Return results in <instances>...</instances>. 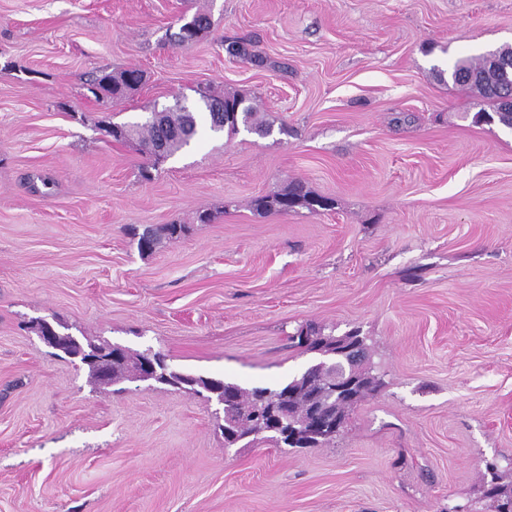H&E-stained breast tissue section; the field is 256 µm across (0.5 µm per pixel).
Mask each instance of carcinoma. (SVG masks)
I'll use <instances>...</instances> for the list:
<instances>
[{"label":"carcinoma","instance_id":"obj_1","mask_svg":"<svg viewBox=\"0 0 512 512\" xmlns=\"http://www.w3.org/2000/svg\"><path fill=\"white\" fill-rule=\"evenodd\" d=\"M190 22L194 29L188 33L179 28L175 35L178 45L195 42L206 36L213 27L211 15L205 13L194 14ZM512 60V47H503L493 51L492 56L484 55L479 61L471 59H458L448 68V71H439V75H448L452 82L463 88L475 90L479 96L488 103V108L478 110L475 121L499 124L509 127L512 125V112L502 108L500 98L505 94H512V77L507 78L499 69L494 67L493 59ZM131 76L142 79V73L137 68L123 69L117 73L102 71L91 81L92 93L101 92L112 98L120 97L127 90L124 77ZM198 95L203 104L218 102L224 105L222 124L214 120V113H208L209 129L213 132L224 131L232 136L239 132V127L255 131L259 134L271 132L272 124L259 115L256 110L245 104V98L237 93L215 94L209 88H199ZM119 137H136L141 140L152 163L140 167V176L145 181L153 179V171L158 169L159 160L166 159L181 149L190 146L199 135V124L195 112H153L141 124L134 123L119 126ZM253 209L260 213L288 212L298 206L307 208L312 212L329 210L332 201L328 198L314 195L305 190L300 183H291L288 188L258 196L252 201ZM186 230L183 224H162L148 227L141 233L132 232L137 238V248L143 253H151L163 240L179 238ZM36 329L41 337H49L50 347L62 352L64 355L77 358L87 366L91 381L95 383L107 380L112 382L122 379L129 374L141 371L142 354L132 352L122 346L108 342L96 343L92 340L81 341L69 333H62L51 323L41 320L37 322ZM297 346L309 353H313L326 345L324 335L308 329L306 333L295 336ZM112 357L111 376L102 378L92 359L97 356ZM157 372L161 376L160 384L176 390L192 392L195 394L207 393L208 399H217L224 402V424L220 425L223 436L233 435L238 441L251 439V441H267L276 448H314L331 441L327 436H320L308 430L299 428L295 436L270 435L260 432L254 417L258 414L268 415L278 409L282 398H287L288 412L300 419L304 416L307 406L312 401L324 397V388L315 381V373L305 371L293 378L284 386L254 387L244 389L237 384L226 382L219 378L193 376L175 370L161 358L157 364ZM366 385L355 398L343 399L336 405V414L346 419L348 409L358 403L368 394L379 387L369 372H364ZM485 497L496 502V512H512V487L497 483V477H492L491 484L485 490Z\"/></svg>","mask_w":512,"mask_h":512}]
</instances>
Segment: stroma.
I'll return each mask as SVG.
<instances>
[{"mask_svg": "<svg viewBox=\"0 0 512 512\" xmlns=\"http://www.w3.org/2000/svg\"><path fill=\"white\" fill-rule=\"evenodd\" d=\"M198 11L210 34L173 45ZM505 45L512 0H0V512H495L512 129L473 124L478 94L434 70ZM128 67L136 90L88 91ZM206 85L272 133L202 134L141 180L139 141L102 124ZM294 181L332 208L252 209ZM171 222L150 254L128 233ZM39 320L244 388L312 363L300 329L355 331L382 385L326 446L228 448L217 402L90 383Z\"/></svg>", "mask_w": 512, "mask_h": 512, "instance_id": "obj_1", "label": "stroma"}]
</instances>
